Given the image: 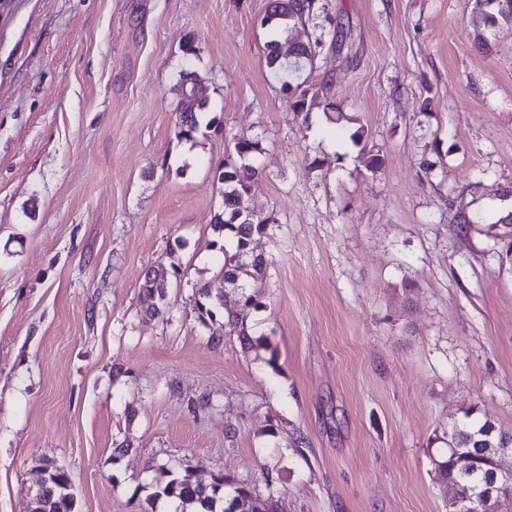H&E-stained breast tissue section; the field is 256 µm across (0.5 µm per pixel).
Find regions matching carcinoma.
<instances>
[{"label":"carcinoma","mask_w":512,"mask_h":512,"mask_svg":"<svg viewBox=\"0 0 512 512\" xmlns=\"http://www.w3.org/2000/svg\"><path fill=\"white\" fill-rule=\"evenodd\" d=\"M481 9L482 23L493 27L501 20L512 22V3L504 0L495 3L493 0H477ZM304 7L288 3L281 12L267 16L271 22V39L267 42L266 63L274 79L282 83L288 82V96L293 98L291 106L300 112H307L313 106L331 108V103L321 99L318 95H308V90L301 89L297 83L298 75L308 68H313L314 58L318 45L310 43L291 44L288 46L290 61L282 57L283 42L288 38L299 22ZM206 106L194 107L182 104L177 114L176 128L178 136L186 141L196 140L200 131L201 115ZM258 151V143L251 140H239L234 145V152L239 158L237 162H226L219 170L218 182L224 185V211L228 216L219 215L215 218V230L224 229L234 234L235 248L230 250L226 246H219L222 254V264L219 274L224 276V282L240 289L241 309L249 310L258 305L257 295L246 291L248 285L241 283L242 277L258 278L264 270L266 261L260 255L248 254L247 248L254 234L261 232L262 227L250 221L239 209L240 199L250 188V182L257 176V170L245 163V160ZM169 270L158 266L147 273L141 286L143 302L147 304V311L157 314L160 305L167 297ZM219 303L210 296L206 287L199 288L197 309L200 318H213ZM487 468L486 463L476 457L455 455L447 453L439 460V467L435 468L436 479L443 484L449 480H460L465 473L478 476ZM154 500L165 499L177 505L181 512H247L245 507L254 502L260 505L258 512H277V501L270 494L263 498L255 494L250 488L239 485L222 475H211L205 480L193 479L189 474L172 477L160 484L153 495Z\"/></svg>","instance_id":"cac0c4a2"}]
</instances>
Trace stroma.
Instances as JSON below:
<instances>
[{
    "label": "stroma",
    "mask_w": 512,
    "mask_h": 512,
    "mask_svg": "<svg viewBox=\"0 0 512 512\" xmlns=\"http://www.w3.org/2000/svg\"><path fill=\"white\" fill-rule=\"evenodd\" d=\"M269 3L0 0V512H28L49 459L75 512H168L156 481L188 470L279 512H448L454 421L512 433V23L315 0L294 37L335 108L302 115L266 65ZM186 69L220 125L192 144ZM240 139L266 260L244 342L213 229ZM171 264L150 316L144 275ZM207 107L205 105L186 104L182 100L181 108L177 114L176 128L178 129V136L186 141L195 142L196 134L200 131L201 115L205 112Z\"/></svg>",
    "instance_id": "obj_1"
}]
</instances>
